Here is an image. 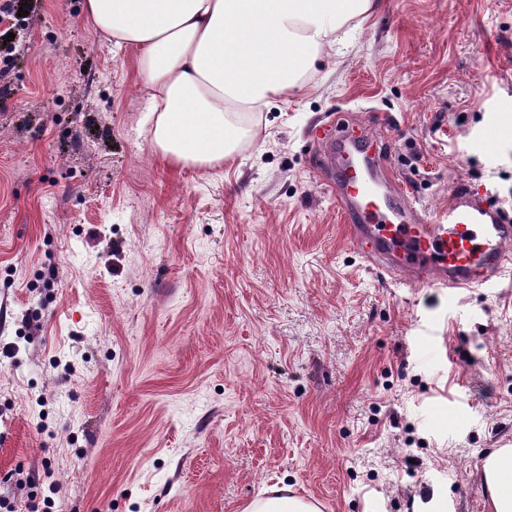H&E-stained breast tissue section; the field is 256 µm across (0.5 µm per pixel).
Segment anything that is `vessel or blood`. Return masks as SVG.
Here are the masks:
<instances>
[{"label": "vessel or blood", "instance_id": "vessel-or-blood-1", "mask_svg": "<svg viewBox=\"0 0 512 512\" xmlns=\"http://www.w3.org/2000/svg\"><path fill=\"white\" fill-rule=\"evenodd\" d=\"M385 142L324 125L309 170L335 194L353 243L372 265L417 288H476L512 271V219L479 188L459 185L447 212L419 214L388 167Z\"/></svg>", "mask_w": 512, "mask_h": 512}]
</instances>
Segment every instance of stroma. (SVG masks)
<instances>
[{
  "instance_id": "obj_1",
  "label": "stroma",
  "mask_w": 512,
  "mask_h": 512,
  "mask_svg": "<svg viewBox=\"0 0 512 512\" xmlns=\"http://www.w3.org/2000/svg\"><path fill=\"white\" fill-rule=\"evenodd\" d=\"M377 3L213 169L152 150L137 53L80 0L0 22L12 512L52 483L58 512H243L283 486L321 512H491L512 277L451 295L378 272L309 159L339 114L390 141L422 212L469 182L512 218V0Z\"/></svg>"
}]
</instances>
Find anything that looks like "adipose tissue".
<instances>
[{"instance_id":"obj_1","label":"adipose tissue","mask_w":512,"mask_h":512,"mask_svg":"<svg viewBox=\"0 0 512 512\" xmlns=\"http://www.w3.org/2000/svg\"><path fill=\"white\" fill-rule=\"evenodd\" d=\"M376 0H83L85 17L134 48L149 87L143 123L163 159L214 168L249 136L246 116L301 86ZM493 512H512V448L485 457Z\"/></svg>"}]
</instances>
